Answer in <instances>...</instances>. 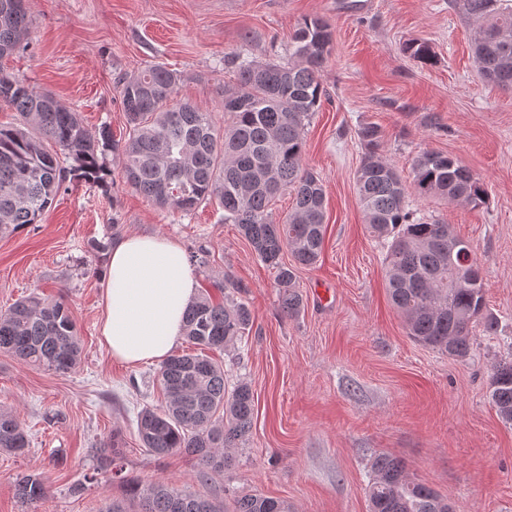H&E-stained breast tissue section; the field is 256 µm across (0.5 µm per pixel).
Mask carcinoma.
I'll list each match as a JSON object with an SVG mask.
<instances>
[{"label": "carcinoma", "mask_w": 512, "mask_h": 512, "mask_svg": "<svg viewBox=\"0 0 512 512\" xmlns=\"http://www.w3.org/2000/svg\"><path fill=\"white\" fill-rule=\"evenodd\" d=\"M478 22L474 38L476 63L484 78L512 86V9L497 0H463ZM32 25L26 0H0V59L27 44ZM332 50L331 25L306 17L290 38L288 61L242 64L233 87L224 90V130L211 113L175 100L180 76L159 64L148 65L119 80V95L129 126L128 138L113 139L109 126L90 134L74 110L47 91H37L0 71V106L20 119L0 124V236L36 224L62 189L70 172L106 183L107 153L118 155L125 182L152 204L188 213L215 198L224 220L236 224L256 255L277 270L283 311L292 316L302 306L296 291L295 266H313L325 239V191L322 181L304 165V127L327 92L319 71ZM403 51L429 63L432 47L413 40ZM365 147L356 173V190L370 232L384 244L386 287L393 306L415 341L443 354L465 359L472 350V327L495 333L498 320L487 309L480 268L470 244L450 225L413 219L407 198L442 199L477 209L485 204L484 181L458 158L434 149L420 153L412 180L380 154L383 131L360 127ZM71 159L67 170L60 158ZM292 191L295 206L281 222L272 219L270 203ZM289 250L294 264L282 262ZM224 300L206 294L185 316V336L196 352L174 354L163 361L158 379L165 395L160 407L137 414L142 447L157 457L182 453L197 463L196 479L208 483L224 471L226 449L250 431L254 416L251 386L240 380L226 388L224 366L212 357L248 335L254 316L234 299L242 285L230 277L217 285ZM0 352L18 361L59 374L74 370L82 346L68 307L61 301L29 296L0 312ZM490 399L506 423L512 422V361L495 366ZM28 447L24 423L0 409V452ZM94 471L121 477L124 453L114 438L91 449ZM367 488L369 512H439L443 495L412 480L403 461L379 455L371 464ZM125 501L108 512H224V502L177 489L164 482L123 480ZM17 497L38 507L47 498L42 474L16 478ZM231 512H289L284 500L261 494L233 499Z\"/></svg>", "instance_id": "1"}]
</instances>
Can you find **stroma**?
Instances as JSON below:
<instances>
[{
	"instance_id": "35a3bbf8",
	"label": "stroma",
	"mask_w": 512,
	"mask_h": 512,
	"mask_svg": "<svg viewBox=\"0 0 512 512\" xmlns=\"http://www.w3.org/2000/svg\"><path fill=\"white\" fill-rule=\"evenodd\" d=\"M24 48L0 68L51 91L85 128L128 136L117 81L149 64L178 72L177 100L224 125L225 86L244 62L288 57L303 18L332 26L320 72L328 97L305 129L304 162L323 182L326 233L316 265L297 267L300 311L283 312L276 272L254 253L213 201L191 214L160 210L123 182L107 155L108 188L69 176L39 223L0 237V311L37 295L63 301L82 341L78 367L58 374L0 352V409L24 421L29 446L0 454V512H27L16 496L21 473L48 476L39 512H103L124 487L99 476L87 495L71 484L92 473L88 448L121 434L128 475L165 481L225 503L261 493L291 512H369L373 458L401 459L412 479L448 496L456 512H512V424L493 407L490 377L512 359V89L484 81L472 55L475 23L462 0H30ZM428 42L434 63L403 53ZM385 131L382 156L401 176L435 148L484 181L475 210L410 198L417 218L441 221L468 240L482 270L499 335L472 331L473 351L456 360L414 342L385 288L383 248L363 221L356 172L365 153L357 131ZM162 234L185 252L205 248L195 267L200 292L225 276L242 284L255 314L242 355L222 354L230 380L247 381L255 411L233 461L208 484L193 460L157 459L141 447L136 414L160 404L159 362L130 366L101 342L105 259L88 251L112 231Z\"/></svg>"
}]
</instances>
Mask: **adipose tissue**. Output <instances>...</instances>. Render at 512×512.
<instances>
[{
	"mask_svg": "<svg viewBox=\"0 0 512 512\" xmlns=\"http://www.w3.org/2000/svg\"><path fill=\"white\" fill-rule=\"evenodd\" d=\"M198 280L181 246L156 234L114 244L107 267L103 343L129 365L165 359L184 334Z\"/></svg>",
	"mask_w": 512,
	"mask_h": 512,
	"instance_id": "adipose-tissue-1",
	"label": "adipose tissue"
}]
</instances>
